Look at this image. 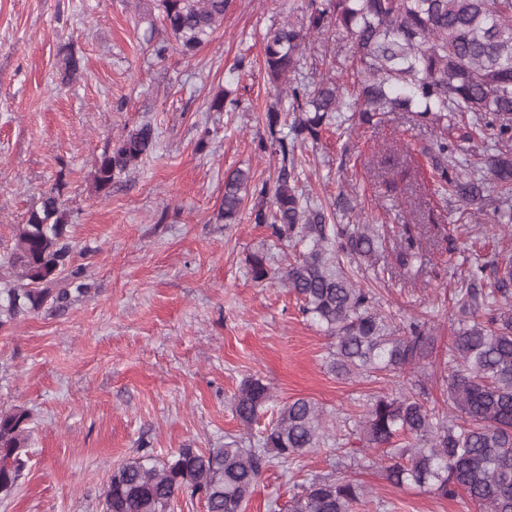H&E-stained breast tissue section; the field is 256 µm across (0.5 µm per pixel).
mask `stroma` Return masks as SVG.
<instances>
[{"label": "stroma", "mask_w": 512, "mask_h": 512, "mask_svg": "<svg viewBox=\"0 0 512 512\" xmlns=\"http://www.w3.org/2000/svg\"><path fill=\"white\" fill-rule=\"evenodd\" d=\"M305 0H229L224 25L185 56L159 57L142 33L160 23L156 0H0V257L41 193L60 187L71 211L73 263L88 290L66 311L41 310L0 329V408L32 415L30 462L0 512H101L113 468L144 452L218 448L243 428L232 398L262 377L274 405L304 397L324 412L325 447L259 479L244 512H280L314 477L357 474L373 490L358 512H476L390 485L384 471L349 452L351 420L370 394L392 385L338 377L326 366L330 340L278 283H256L250 257L286 269L303 246L278 242L241 214L219 220L224 176L268 181L275 159L260 152L273 88L264 70L267 29L301 15ZM82 56L81 76L62 84L57 52ZM230 102L207 106L218 91ZM153 149L110 197L91 192L94 160L108 140L142 123ZM410 115L374 126L324 129L298 146L303 195L335 209V221L382 225L377 266L355 264L394 323H427L434 349L422 369L428 403L447 414L444 364L453 336L455 290L472 266L512 248L499 225L478 224L473 206L441 189L420 152L437 136ZM428 225L421 272H399L404 225Z\"/></svg>", "instance_id": "35a3bbf8"}]
</instances>
